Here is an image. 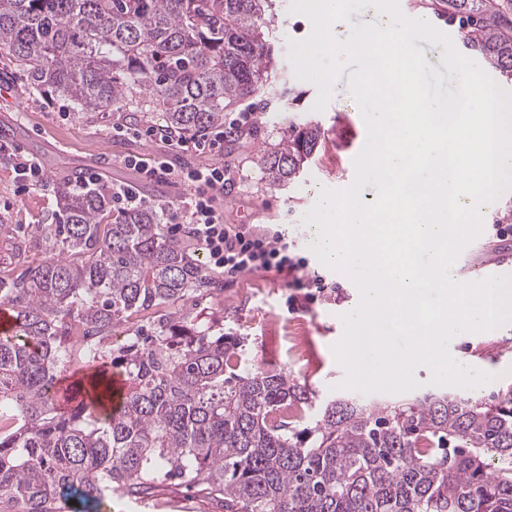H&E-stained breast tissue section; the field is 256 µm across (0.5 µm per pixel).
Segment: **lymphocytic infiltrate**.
Returning <instances> with one entry per match:
<instances>
[{
  "instance_id": "obj_1",
  "label": "lymphocytic infiltrate",
  "mask_w": 512,
  "mask_h": 512,
  "mask_svg": "<svg viewBox=\"0 0 512 512\" xmlns=\"http://www.w3.org/2000/svg\"><path fill=\"white\" fill-rule=\"evenodd\" d=\"M127 165L148 177L176 179L191 188L190 197L163 208V222L171 235L186 234L198 245L211 272L230 277L242 273L274 271L284 275L288 287L312 303L336 293V283L320 272H309V261L279 233L254 234L227 224L215 201L232 179L223 165L175 170L166 159L130 156Z\"/></svg>"
}]
</instances>
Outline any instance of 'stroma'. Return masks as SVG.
Returning a JSON list of instances; mask_svg holds the SVG:
<instances>
[{
  "mask_svg": "<svg viewBox=\"0 0 512 512\" xmlns=\"http://www.w3.org/2000/svg\"><path fill=\"white\" fill-rule=\"evenodd\" d=\"M290 0H273L274 18L269 26L276 47L275 71L269 84L252 99L225 110V120L237 112L253 113L251 124L226 137L220 154L197 151L193 144L173 150L157 138L136 137L135 128L161 127L160 109L150 107L151 93L117 111L96 112L89 118L78 117L68 102L46 98L31 91L24 75L7 59L0 58V75L9 78L11 93L0 97V128L9 131L11 144L35 157L43 172L64 181L71 172L96 170L104 184L118 181L137 185L141 195L154 206L187 197L189 188L173 182L159 185L141 180L136 169L127 166L125 157H165L178 170L192 169L216 161L223 162L233 175L236 187L217 199L224 210V221L263 233L279 229L307 250L308 226L302 217L316 202L320 188L332 189L349 153L361 151L366 127L348 89V76H341L333 88L324 111H314L318 90L312 83L295 78L287 59L290 41L300 40L311 31L309 20L289 11ZM310 120L321 129V138L307 168L299 178L287 184H272L257 164L259 155L273 151L287 139L292 123ZM128 127L120 135L113 124ZM104 148L97 156L95 148ZM0 219L10 224H53L58 208L53 195L36 189L17 195L10 162L0 156ZM339 285L337 298L291 306L290 294L282 277L273 272L245 273L225 279L224 294H206L181 303L185 316L213 333L243 340L245 354L261 368H278L307 384L319 399L352 397L343 388L345 369L337 361L333 348L342 339L336 327L345 311L359 299L349 278L332 271ZM292 322L306 326L305 333L314 344L318 362L309 365L285 338L283 327ZM452 355H467L472 365L495 374L496 379L475 402L494 405L501 397L512 395V323L497 329L460 336L450 343ZM111 512H224L221 502L195 495L176 481L158 484L152 495L136 499L116 495Z\"/></svg>",
  "mask_w": 512,
  "mask_h": 512,
  "instance_id": "stroma-1",
  "label": "stroma"
}]
</instances>
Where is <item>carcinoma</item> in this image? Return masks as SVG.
<instances>
[{
    "mask_svg": "<svg viewBox=\"0 0 512 512\" xmlns=\"http://www.w3.org/2000/svg\"><path fill=\"white\" fill-rule=\"evenodd\" d=\"M465 47L512 78V0H440ZM272 0H0V55L33 90L88 114L152 91L165 128L196 136L255 96L274 72ZM320 128L260 157L274 184L294 180ZM56 187L60 224L0 219L14 256L0 275V512H63L77 494H149L178 478L224 496V512H512V401L451 395L364 404L255 367L239 339L185 321L191 293L220 282L170 237L153 208L103 223L111 199ZM150 309L159 331L113 355L96 340ZM71 367L83 375L61 387ZM126 394L112 406L113 377ZM496 462L489 467L487 460Z\"/></svg>",
    "mask_w": 512,
    "mask_h": 512,
    "instance_id": "1",
    "label": "carcinoma"
}]
</instances>
